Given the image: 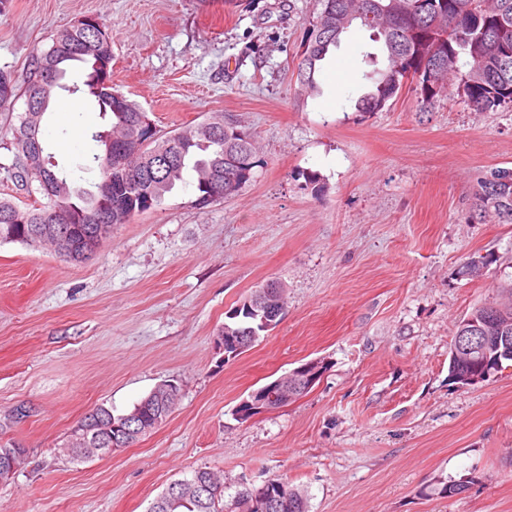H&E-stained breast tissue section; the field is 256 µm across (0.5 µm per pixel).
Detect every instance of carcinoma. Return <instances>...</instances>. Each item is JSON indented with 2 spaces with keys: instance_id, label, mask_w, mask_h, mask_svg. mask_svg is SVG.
<instances>
[{
  "instance_id": "cac0c4a2",
  "label": "carcinoma",
  "mask_w": 512,
  "mask_h": 512,
  "mask_svg": "<svg viewBox=\"0 0 512 512\" xmlns=\"http://www.w3.org/2000/svg\"><path fill=\"white\" fill-rule=\"evenodd\" d=\"M322 9L309 23L297 65L296 82L305 92L318 89L316 73L330 48L338 46L341 36L358 23L373 31L374 41L382 44V54L366 52L363 62L372 67L366 73L372 88L356 102L359 112H379L394 99L407 82L416 83L421 103L429 104L453 80L457 94L475 112L512 108V0H321ZM104 23L95 20L88 29L58 31L51 46L36 54L29 63V77L44 72L46 76L12 86L11 98L0 99V109H10L22 98L32 100L41 113H47L60 90L77 93L80 88L63 83L70 62L93 64L85 53L86 45L107 35ZM112 56L101 57V68L91 69L84 86L103 114L111 115L110 129L96 133L104 151L94 156L100 177L112 174V225L127 224L142 210L158 207L166 193L183 180L188 169L196 173L198 202L205 203L215 188V178L236 181L238 187L254 178L259 166L256 142L241 126L226 122L210 139L199 137L195 128L156 137L150 143L126 152L122 167L109 168L115 140L130 127L140 123L147 113L139 104L118 91L108 96L99 92L104 77H112ZM21 126L9 129L13 159L7 167L8 179L15 190L35 197L33 203L20 207L15 196H0V243L32 246L36 234L49 227L46 212L69 201L72 190L66 177L55 171L52 156L46 152L42 137H37L41 151H36L18 137ZM493 215L500 224H512V170L497 169L478 181L474 216L478 220ZM112 236L84 238L76 228L64 246L63 257L81 262ZM467 318L483 327V335H497L494 322L486 319V305H477ZM253 318L240 313L227 316L221 331L227 336L246 335ZM484 357L476 354L463 365L448 362V373H458L469 381L454 380L463 386L474 385L490 375L484 369ZM137 421L148 425L155 412L152 396L134 405ZM184 504L168 507L159 495L148 512H224V494L197 499L195 484L181 486ZM276 512H308L307 496L288 486V509Z\"/></svg>"
}]
</instances>
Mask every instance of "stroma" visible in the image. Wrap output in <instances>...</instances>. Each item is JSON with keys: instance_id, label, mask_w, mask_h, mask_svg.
Listing matches in <instances>:
<instances>
[{"instance_id": "stroma-1", "label": "stroma", "mask_w": 512, "mask_h": 512, "mask_svg": "<svg viewBox=\"0 0 512 512\" xmlns=\"http://www.w3.org/2000/svg\"><path fill=\"white\" fill-rule=\"evenodd\" d=\"M320 0H11L0 71L22 74L76 20L102 18L112 85L160 133L221 114L263 165L200 206L193 184L119 225L88 260L0 244V417L28 463L0 483V512H147L191 470L223 472L224 512L273 480L309 512H512V362L472 386L448 378L459 321L512 279V224L472 221L477 181L512 169V111L475 112L455 86L430 111L406 85L379 112L354 26L318 93H295ZM78 102L79 112L67 109ZM93 98L58 92L42 137L73 186L99 180ZM473 256L487 265L460 276ZM287 289L278 325L233 360L214 338L259 285ZM327 368L288 407L243 420L239 403L300 364ZM181 398L137 443L81 464L53 450L104 405L130 411L159 382ZM466 493L435 494L439 481Z\"/></svg>"}]
</instances>
